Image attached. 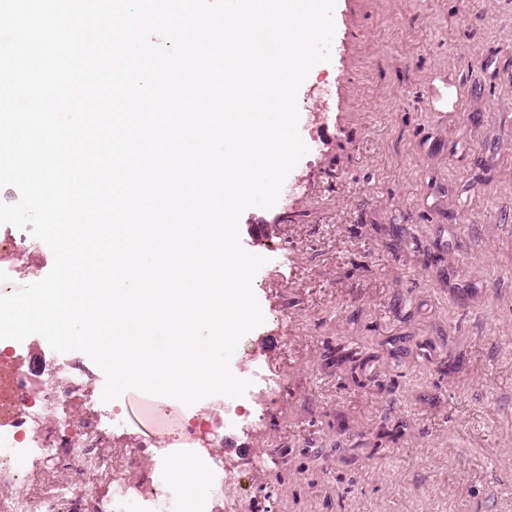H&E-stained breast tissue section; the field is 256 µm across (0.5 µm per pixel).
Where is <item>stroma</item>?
I'll return each mask as SVG.
<instances>
[{
	"label": "stroma",
	"mask_w": 512,
	"mask_h": 512,
	"mask_svg": "<svg viewBox=\"0 0 512 512\" xmlns=\"http://www.w3.org/2000/svg\"><path fill=\"white\" fill-rule=\"evenodd\" d=\"M269 209L239 512H512V0H337Z\"/></svg>",
	"instance_id": "stroma-1"
}]
</instances>
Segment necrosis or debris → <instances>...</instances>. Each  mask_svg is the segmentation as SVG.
<instances>
[{
    "label": "necrosis or debris",
    "mask_w": 512,
    "mask_h": 512,
    "mask_svg": "<svg viewBox=\"0 0 512 512\" xmlns=\"http://www.w3.org/2000/svg\"><path fill=\"white\" fill-rule=\"evenodd\" d=\"M70 354L53 351L32 335L0 340V512H224L221 495H192L167 465L152 481L133 483L124 468L107 462L112 445V405L102 401L104 383L72 376ZM154 434L135 439L127 460L153 457L171 445L187 448L185 470L225 486L211 469L206 451L214 447L237 405L220 404L207 416L187 417L167 404L145 399Z\"/></svg>",
    "instance_id": "4bbe7bcc"
}]
</instances>
